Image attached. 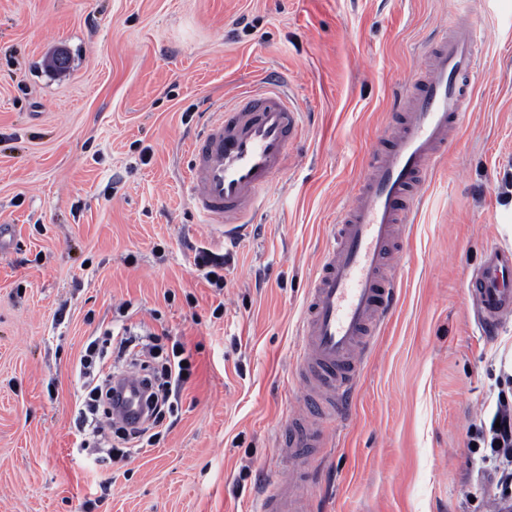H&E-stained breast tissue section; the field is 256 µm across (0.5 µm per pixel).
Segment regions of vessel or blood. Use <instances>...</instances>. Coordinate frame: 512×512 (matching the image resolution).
<instances>
[{
  "label": "vessel or blood",
  "instance_id": "vessel-or-blood-1",
  "mask_svg": "<svg viewBox=\"0 0 512 512\" xmlns=\"http://www.w3.org/2000/svg\"><path fill=\"white\" fill-rule=\"evenodd\" d=\"M484 37L481 25L469 22L432 46V67L401 98L407 109L397 132L381 141L353 205L329 227L304 304L297 375L305 395L280 438L291 468L263 493L259 512L309 510L297 491L303 451L321 447L323 421L346 407L394 306L398 227L449 132L471 109ZM301 124L300 112L272 86L221 107L188 146L187 190L196 211L219 227L241 226L284 169ZM467 288L481 326L512 315V251L491 248ZM114 411L126 424L140 422L138 381H123Z\"/></svg>",
  "mask_w": 512,
  "mask_h": 512
}]
</instances>
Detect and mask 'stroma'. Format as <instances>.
<instances>
[{"mask_svg": "<svg viewBox=\"0 0 512 512\" xmlns=\"http://www.w3.org/2000/svg\"><path fill=\"white\" fill-rule=\"evenodd\" d=\"M246 24H239V17ZM488 38L472 109L413 204L398 302L348 412L304 465L310 512H492L480 412L512 401V317L466 280L512 247V0H0V512H256L306 291L398 90L446 26ZM272 77L302 128L251 235L195 211L186 145ZM223 255L209 283L196 252ZM185 345L178 418L133 456L80 453L76 365L105 331Z\"/></svg>", "mask_w": 512, "mask_h": 512, "instance_id": "stroma-1", "label": "stroma"}]
</instances>
